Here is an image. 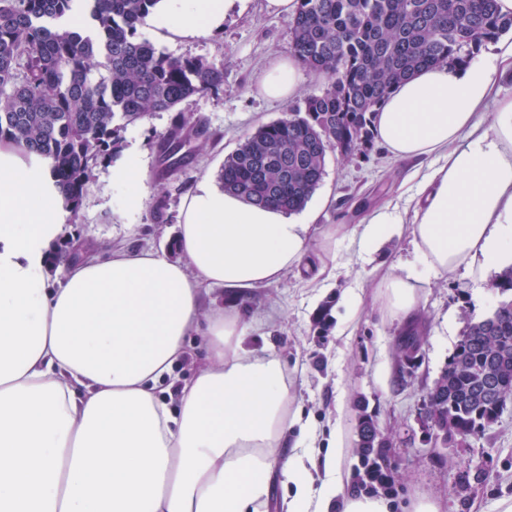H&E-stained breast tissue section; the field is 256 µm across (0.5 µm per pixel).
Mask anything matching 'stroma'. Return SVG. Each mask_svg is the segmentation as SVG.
Masks as SVG:
<instances>
[{
  "instance_id": "35a3bbf8",
  "label": "stroma",
  "mask_w": 512,
  "mask_h": 512,
  "mask_svg": "<svg viewBox=\"0 0 512 512\" xmlns=\"http://www.w3.org/2000/svg\"><path fill=\"white\" fill-rule=\"evenodd\" d=\"M141 31L169 54L223 64V92L195 96L180 106L212 138L161 179L153 143L170 127L173 113L156 112L124 127L121 152L136 151L142 160L141 205L129 209V186L113 181L111 164L97 166L78 215L65 221L63 237L90 243L95 254L150 247L175 260L179 254L172 243L187 194L202 179L217 181L225 157L244 137L287 109L258 97L256 83L272 58L290 54V20L268 13L265 0H247L244 9L227 14L220 30L204 37L177 36L148 22ZM413 169V162L393 159L377 144L348 159L328 153L326 174L306 205L316 214L310 264L255 289L242 314L253 347L271 348L286 362L292 404L302 408L308 422L302 440L315 460L324 459L331 439L341 437L340 467L345 477L354 478L360 465L356 405L362 401L378 429L393 440L398 488L393 512H407L412 499L421 496L438 500L441 512H501V501L512 499V404L464 445L431 447L423 426L427 393L466 328V311L483 316L498 301L491 286L494 269L477 260L452 274L424 272L423 304L414 320L421 328V347L407 364L396 356L406 324L387 316L377 301L379 275L359 250L358 226L371 210L387 203L403 222L411 221ZM156 191L165 193L168 203L160 223L150 213ZM327 232L332 239L326 247ZM320 265L326 268L321 275L315 272Z\"/></svg>"
}]
</instances>
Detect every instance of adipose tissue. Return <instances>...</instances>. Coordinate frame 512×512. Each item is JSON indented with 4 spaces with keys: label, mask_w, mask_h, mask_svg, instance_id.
<instances>
[{
    "label": "adipose tissue",
    "mask_w": 512,
    "mask_h": 512,
    "mask_svg": "<svg viewBox=\"0 0 512 512\" xmlns=\"http://www.w3.org/2000/svg\"><path fill=\"white\" fill-rule=\"evenodd\" d=\"M237 2L160 0L150 19L205 36ZM495 59L420 70L373 119L394 158L439 162L410 226L433 271L512 266V99L497 88L511 40ZM299 68L274 58L258 94L294 99ZM65 214L50 160L0 140V512H266L278 473L287 512H391L343 479L337 456L315 479L290 439L302 414L290 408L285 363L250 347L236 308L201 312L205 287L235 300L299 266L310 222L204 181L182 204L179 259L114 249L56 286L47 256ZM380 286L395 318L420 310L413 264ZM193 334L205 358L186 380L177 368Z\"/></svg>",
    "instance_id": "1"
}]
</instances>
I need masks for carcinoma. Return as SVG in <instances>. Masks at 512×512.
I'll list each match as a JSON object with an SVG mask.
<instances>
[{"label": "carcinoma", "mask_w": 512, "mask_h": 512, "mask_svg": "<svg viewBox=\"0 0 512 512\" xmlns=\"http://www.w3.org/2000/svg\"><path fill=\"white\" fill-rule=\"evenodd\" d=\"M75 2L0 0V140L52 161L74 215L93 170L119 150L122 128L224 86V66L172 56L142 36L158 0H83L92 35L63 24ZM290 27L292 54L327 85L247 136L218 180L227 193L291 214L323 181L328 152H366L373 116L397 85L425 67L469 63L512 30V16L496 0H297ZM207 141L202 125L177 112L156 142L158 176ZM491 288L497 305L465 314L466 330L427 394L448 444L484 433L512 402V267ZM357 408L359 480L381 484L393 478L392 442L378 436L364 403Z\"/></svg>", "instance_id": "obj_1"}]
</instances>
